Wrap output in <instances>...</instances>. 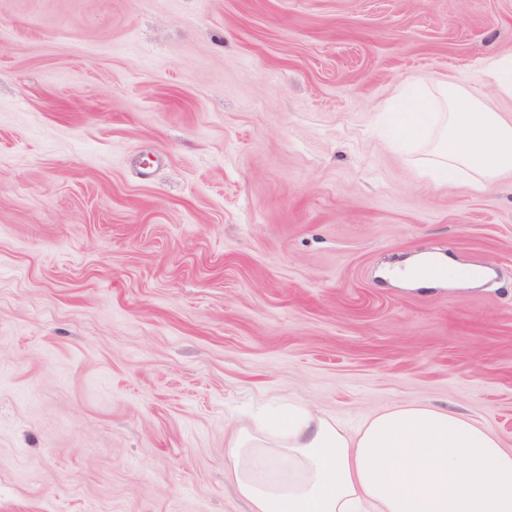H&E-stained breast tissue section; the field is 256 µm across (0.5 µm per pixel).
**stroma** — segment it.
Returning <instances> with one entry per match:
<instances>
[{
    "label": "stroma",
    "mask_w": 512,
    "mask_h": 512,
    "mask_svg": "<svg viewBox=\"0 0 512 512\" xmlns=\"http://www.w3.org/2000/svg\"><path fill=\"white\" fill-rule=\"evenodd\" d=\"M511 53L512 0H0V512H250L230 432L290 402L512 448V179L392 132L421 82L511 119ZM489 69L499 94L512 98V54L493 57ZM434 266L448 267L455 265L451 263L449 259L447 262L445 260H424L420 262L417 266L410 269L405 275V279H410L411 282L417 287L434 283V281L432 280L433 277L430 272V268Z\"/></svg>",
    "instance_id": "1"
}]
</instances>
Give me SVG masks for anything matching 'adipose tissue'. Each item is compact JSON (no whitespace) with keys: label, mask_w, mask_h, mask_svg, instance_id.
<instances>
[{"label":"adipose tissue","mask_w":512,"mask_h":512,"mask_svg":"<svg viewBox=\"0 0 512 512\" xmlns=\"http://www.w3.org/2000/svg\"><path fill=\"white\" fill-rule=\"evenodd\" d=\"M406 130L438 112L442 182L471 192L512 174V120L464 90L409 99ZM227 456L250 512H512V448L470 417L398 404L355 433L293 404L262 431L231 434Z\"/></svg>","instance_id":"adipose-tissue-1"}]
</instances>
